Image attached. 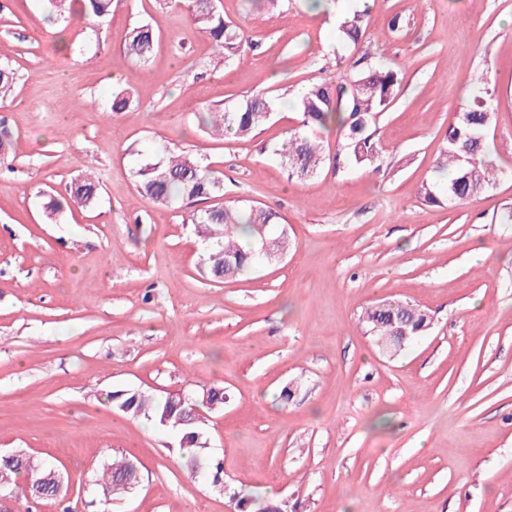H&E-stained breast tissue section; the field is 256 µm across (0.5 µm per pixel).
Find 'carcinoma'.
<instances>
[{"mask_svg": "<svg viewBox=\"0 0 512 512\" xmlns=\"http://www.w3.org/2000/svg\"><path fill=\"white\" fill-rule=\"evenodd\" d=\"M73 0H48L50 9L65 19L73 14L100 25L112 12V0H78L81 7L73 12ZM365 13L356 11L342 23L339 41L343 44L359 42ZM193 27L207 36L224 63L241 61L251 43L243 29L226 20L217 0H193L190 6ZM158 42L153 27L146 23L133 27L126 38L123 52L139 63L152 57ZM366 57L355 59L352 76L342 82L321 77L311 80L294 101L299 114L298 127L288 132V139L275 150L280 166L287 177L300 180L318 176L331 158L327 157L317 130L325 129L341 116L344 142L334 159L345 157L346 162L360 168L375 166L380 152L373 141L376 115L387 110L399 91L402 72L389 65H367ZM480 88L474 93L462 112L448 128L445 146L434 168V176L422 184L420 194L431 204L456 203L476 198L487 192L496 182L495 169L490 162L478 163L475 156L483 152L487 132L495 120V91L490 89L489 76L478 78ZM16 83L15 71L9 60L0 57V103L11 96ZM110 110L114 114L135 111L130 96L119 91L112 96ZM275 103L256 95L228 104L218 112L206 116L204 123L212 127L220 138L233 134L247 138L262 130L273 120ZM137 191L158 207H170L183 199L205 201L224 195V182L210 165L187 152L175 153L163 141L153 147V154L145 157L135 171ZM99 194V182L87 175L73 181L66 195L51 199L47 218L75 203L82 207L92 204ZM278 215L272 209L252 204L228 202L222 206L200 209L189 216L198 233L206 241L214 240L219 249L208 255L210 278L222 282L254 267L260 260L278 262L288 253L291 243L286 232L278 235L270 231ZM362 320L369 331L381 340L386 336L406 334L410 337L425 332L430 319L426 311L408 302L381 301L367 308ZM224 389L209 387L202 390L197 403L210 409L224 406ZM114 408L133 418H144L158 427H165L178 435L177 447L183 466L197 472L202 466L205 443L199 414L193 401L178 393L165 396L146 395L137 390L114 391ZM52 463L44 459L22 462L15 457L0 456V472L13 479L25 475V484L35 487L44 498L57 496L56 485L49 479ZM132 462L123 457L107 464L97 479L104 501L112 495L126 493L132 488L128 473ZM237 512H288V505L254 497L232 495Z\"/></svg>", "mask_w": 512, "mask_h": 512, "instance_id": "1", "label": "carcinoma"}]
</instances>
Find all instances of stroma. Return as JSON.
I'll list each match as a JSON object with an SVG mask.
<instances>
[{"label":"stroma","mask_w":512,"mask_h":512,"mask_svg":"<svg viewBox=\"0 0 512 512\" xmlns=\"http://www.w3.org/2000/svg\"><path fill=\"white\" fill-rule=\"evenodd\" d=\"M253 45L224 64L170 0H113L97 26L49 19L42 0H0V50L17 75L0 121V449L53 460L52 500L9 512H101L94 480L129 455L140 484L111 512H234L232 495L290 512H512V0H308L269 11L221 0ZM365 9L358 44L338 16ZM402 26L390 31L392 17ZM149 22L146 64L123 53ZM401 67L379 114L378 169L287 179L272 150L297 125L296 94L342 81L360 56ZM496 79L487 135L493 189L456 205L423 202L443 138L476 76ZM125 88L140 108L108 116ZM263 93L276 121L248 139H213L208 108ZM164 140L211 163L224 197L276 211L292 243L279 263L223 283L189 214L136 190L137 150ZM91 174L94 204L48 220L49 195ZM425 309L424 335L384 352L362 320L373 303ZM222 387L205 412V468L182 466L173 436L113 409L110 392L192 394ZM290 391L282 399V391Z\"/></svg>","instance_id":"35a3bbf8"}]
</instances>
